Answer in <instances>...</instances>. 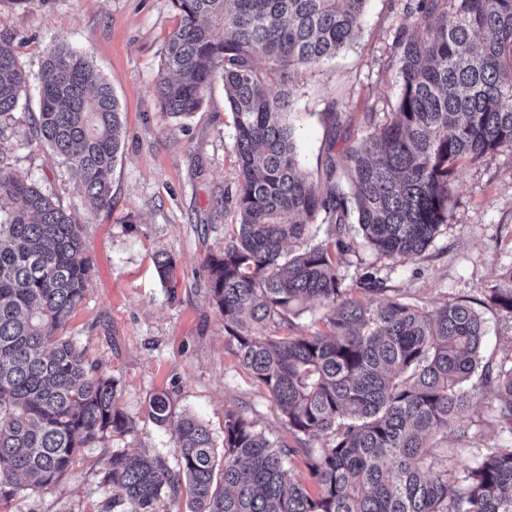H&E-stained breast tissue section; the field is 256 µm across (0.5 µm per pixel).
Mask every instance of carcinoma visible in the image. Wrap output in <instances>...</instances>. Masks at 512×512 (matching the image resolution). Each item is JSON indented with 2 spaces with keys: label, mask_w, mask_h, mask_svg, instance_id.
<instances>
[{
  "label": "carcinoma",
  "mask_w": 512,
  "mask_h": 512,
  "mask_svg": "<svg viewBox=\"0 0 512 512\" xmlns=\"http://www.w3.org/2000/svg\"><path fill=\"white\" fill-rule=\"evenodd\" d=\"M365 3L171 0L180 25L163 48L162 109L190 116L219 76L234 119L241 179L224 201L239 224L208 257L209 295L227 344L293 444L227 410L217 481L209 428L155 394L149 418L173 427L178 457L113 451L100 512H162L182 500L187 512H512V444L482 448L462 468L456 449L438 446L476 401L475 377L512 424V355L484 361L483 320L468 301L427 311L398 296L376 304L375 273L353 288L336 265L356 249L355 223L384 256L422 253L448 224L460 166L512 145V0H417V31L393 43L395 106L383 122L366 113L371 130L359 145L326 157L322 192L296 159L285 117L300 67L350 43ZM16 40L0 30V142L26 90ZM38 95L34 140L74 170L90 209L110 207L123 127L111 87L87 55L57 42ZM317 222L333 226L331 240L309 244ZM91 271L80 219L44 184L18 176L0 146V512L19 492L43 493L70 476L79 449L133 431L115 381L66 334ZM484 296L512 318V264ZM314 307L323 329L297 328L293 318ZM296 456L313 494L289 474Z\"/></svg>",
  "instance_id": "1"
}]
</instances>
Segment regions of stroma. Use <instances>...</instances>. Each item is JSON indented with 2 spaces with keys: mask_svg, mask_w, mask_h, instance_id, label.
Listing matches in <instances>:
<instances>
[{
  "mask_svg": "<svg viewBox=\"0 0 512 512\" xmlns=\"http://www.w3.org/2000/svg\"><path fill=\"white\" fill-rule=\"evenodd\" d=\"M416 17L406 0H367L356 39L335 59L305 67L288 117L300 164L322 177L329 149L343 151L366 135V112L394 104L401 89L391 46ZM179 17L170 0H0V30L17 32L18 62L37 85L49 46L63 40L86 52L101 70L123 112L122 149L112 173L111 207L87 210L76 177L46 147L32 142L19 118L4 142L21 174L45 183L83 225L84 253L93 265L83 303L67 332L117 383L120 410L133 433L111 435L83 449L72 474L44 494H18L12 512H97L113 450L139 448L173 458L170 429L148 417L154 394L169 393L177 411L200 417L216 441L224 412L244 411L257 429L290 441L268 392L224 339V319L208 295L205 263L224 248L238 217L224 190L239 180L233 118L222 80H214L201 109L186 119L163 112L155 93L160 56ZM448 225L421 254L392 260L365 245L337 262L346 284L377 269L384 292L432 310L452 298L478 299L512 264V146L458 173ZM175 261L160 279L157 253ZM486 355L512 351V319L481 310ZM481 391L462 424L478 431L479 447L512 441Z\"/></svg>",
  "mask_w": 512,
  "mask_h": 512,
  "instance_id": "1",
  "label": "stroma"
}]
</instances>
